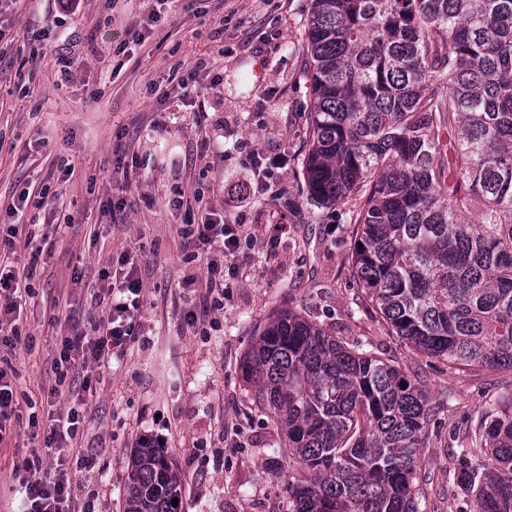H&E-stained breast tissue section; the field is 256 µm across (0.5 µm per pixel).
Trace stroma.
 I'll return each instance as SVG.
<instances>
[{
    "label": "stroma",
    "instance_id": "obj_1",
    "mask_svg": "<svg viewBox=\"0 0 512 512\" xmlns=\"http://www.w3.org/2000/svg\"><path fill=\"white\" fill-rule=\"evenodd\" d=\"M313 0H0V239L38 224L43 252L0 255L33 273L21 336L7 353L20 426L0 443V512H19L14 465L30 456L60 339L101 318L89 288L128 257L144 285L138 337L124 359L93 368L89 423L77 439L98 465L74 493L94 512H123L132 452L159 442L181 479L180 512H288V455L241 380L240 364L272 313L289 308L421 376L433 416L421 461V512H474L458 450L512 369H469L417 353L385 323L352 275L353 202L303 196L311 89L305 28ZM72 61L62 80L63 61ZM263 64L255 76V64ZM284 154L246 209L254 151ZM42 190L48 206L20 202ZM183 198V206L172 201ZM243 224V270L209 321L204 264L182 229L208 213ZM288 232L269 248L268 227ZM279 449L271 460L270 449Z\"/></svg>",
    "mask_w": 512,
    "mask_h": 512
}]
</instances>
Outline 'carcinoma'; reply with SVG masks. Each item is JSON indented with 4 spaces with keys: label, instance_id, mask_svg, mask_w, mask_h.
<instances>
[{
    "label": "carcinoma",
    "instance_id": "obj_1",
    "mask_svg": "<svg viewBox=\"0 0 512 512\" xmlns=\"http://www.w3.org/2000/svg\"><path fill=\"white\" fill-rule=\"evenodd\" d=\"M306 43V201L359 195L354 278L414 350L512 369V0H314ZM241 371L287 441L288 512H420L419 381L290 309ZM459 465L476 512H512V398ZM180 488L144 445L124 512H178Z\"/></svg>",
    "mask_w": 512,
    "mask_h": 512
}]
</instances>
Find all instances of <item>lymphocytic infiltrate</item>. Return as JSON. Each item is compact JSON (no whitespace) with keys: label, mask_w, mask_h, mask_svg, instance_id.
Wrapping results in <instances>:
<instances>
[{"label":"lymphocytic infiltrate","mask_w":512,"mask_h":512,"mask_svg":"<svg viewBox=\"0 0 512 512\" xmlns=\"http://www.w3.org/2000/svg\"><path fill=\"white\" fill-rule=\"evenodd\" d=\"M244 229L239 224H227L210 218L189 225L183 236L187 242L204 249L205 280L210 293L223 294L228 278L239 267L234 262L239 253ZM103 284L91 295L94 303L108 306L104 321L93 334L75 333L62 337L57 366L79 369L93 362L111 365L127 346L136 339L137 319L143 307V282L136 268L117 274L102 273ZM95 389L90 379L68 389L52 384L47 390L48 410L44 420H31V427L41 428L43 446L54 462L53 469L43 468L40 459L23 460L13 475L23 493L24 512H85L78 504L72 489V470L94 469L95 458L80 454L69 461L72 447L80 429L88 422V407Z\"/></svg>","instance_id":"f902f5d3"}]
</instances>
